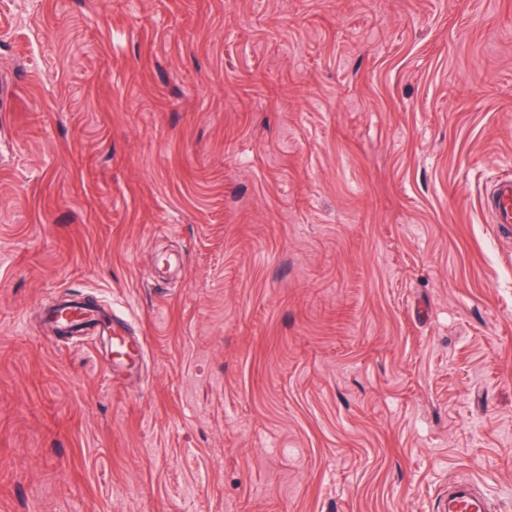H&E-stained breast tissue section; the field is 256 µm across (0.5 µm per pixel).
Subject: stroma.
Wrapping results in <instances>:
<instances>
[{
	"label": "stroma",
	"instance_id": "stroma-1",
	"mask_svg": "<svg viewBox=\"0 0 512 512\" xmlns=\"http://www.w3.org/2000/svg\"><path fill=\"white\" fill-rule=\"evenodd\" d=\"M0 85V512H512V0H0ZM484 208L491 216L492 224L503 229H512V177L495 180L483 198ZM96 320V312L92 309H81L74 317V323L88 324L86 328H96L102 334L112 335V360L108 364L115 376L121 372H132L138 370L145 355V340L141 336H137L136 331L130 330L126 323L112 317V323L109 328L103 330L98 324L93 323ZM438 512H491L488 498L468 479L448 482V489L439 499Z\"/></svg>",
	"mask_w": 512,
	"mask_h": 512
}]
</instances>
